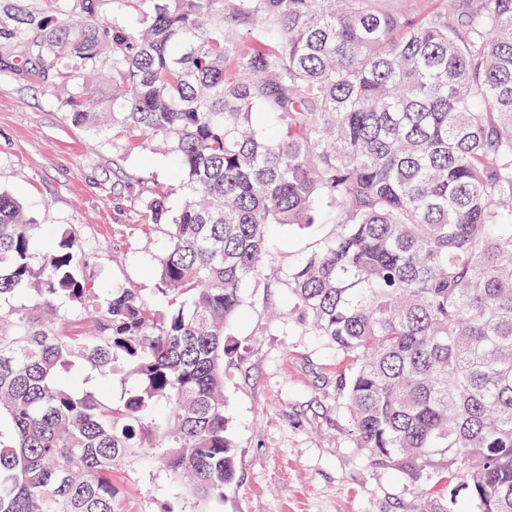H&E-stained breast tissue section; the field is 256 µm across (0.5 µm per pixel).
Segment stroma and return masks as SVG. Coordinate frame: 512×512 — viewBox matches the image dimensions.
<instances>
[{
	"mask_svg": "<svg viewBox=\"0 0 512 512\" xmlns=\"http://www.w3.org/2000/svg\"><path fill=\"white\" fill-rule=\"evenodd\" d=\"M413 18L463 21L472 0H378ZM0 189L17 197L43 236L80 230L92 288L141 290L157 309L166 299L151 274L166 237L144 221L136 192L174 191L170 159L147 155L126 134L67 123L45 88L0 72ZM251 314L229 327L238 352L224 369V398L241 476L223 496L202 499L173 482L158 452L140 451L112 474L117 512H477L457 478L409 482L373 467L354 448L336 387V350L288 313L264 318L270 294L245 288Z\"/></svg>",
	"mask_w": 512,
	"mask_h": 512,
	"instance_id": "obj_1",
	"label": "stroma"
}]
</instances>
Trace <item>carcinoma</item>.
Masks as SVG:
<instances>
[{
	"mask_svg": "<svg viewBox=\"0 0 512 512\" xmlns=\"http://www.w3.org/2000/svg\"><path fill=\"white\" fill-rule=\"evenodd\" d=\"M0 0V70L68 123L155 143L185 196L143 200L155 274L103 297L76 229L34 263L38 225L0 192V512H116L112 470L159 437L204 498L236 482L224 404L243 288H278L347 361L354 447L419 484L456 473L512 512V0L457 26L376 0ZM132 8L139 26L120 22ZM330 226L284 264L275 227ZM84 311L71 336L44 316ZM122 368L120 406L89 383Z\"/></svg>",
	"mask_w": 512,
	"mask_h": 512,
	"instance_id": "cac0c4a2",
	"label": "carcinoma"
}]
</instances>
